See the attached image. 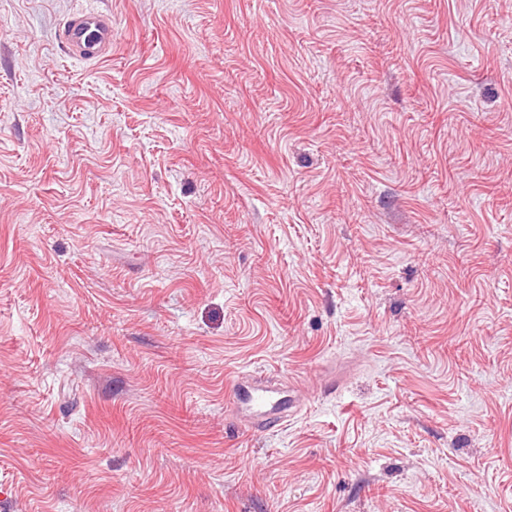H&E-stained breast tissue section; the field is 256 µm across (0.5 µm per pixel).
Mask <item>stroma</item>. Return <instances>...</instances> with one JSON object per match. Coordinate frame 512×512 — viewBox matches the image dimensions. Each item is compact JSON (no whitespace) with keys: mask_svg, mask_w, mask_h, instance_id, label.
<instances>
[{"mask_svg":"<svg viewBox=\"0 0 512 512\" xmlns=\"http://www.w3.org/2000/svg\"><path fill=\"white\" fill-rule=\"evenodd\" d=\"M0 486L512 512V0H0ZM60 42L72 58L98 62L112 52L116 34L112 18L95 8L74 13L59 33ZM228 402L239 420L251 429L288 420L296 407L295 397H282L260 379L238 375L228 391Z\"/></svg>","mask_w":512,"mask_h":512,"instance_id":"1","label":"stroma"}]
</instances>
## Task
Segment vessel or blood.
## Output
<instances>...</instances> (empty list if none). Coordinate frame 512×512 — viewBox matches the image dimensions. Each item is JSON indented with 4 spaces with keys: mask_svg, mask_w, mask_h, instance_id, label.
Returning <instances> with one entry per match:
<instances>
[{
    "mask_svg": "<svg viewBox=\"0 0 512 512\" xmlns=\"http://www.w3.org/2000/svg\"><path fill=\"white\" fill-rule=\"evenodd\" d=\"M60 42L72 58L93 63L105 58L116 41L109 15L95 8L74 13L59 33ZM228 402L239 420L249 428L287 421L296 398L280 396L260 379L238 375L228 391Z\"/></svg>",
    "mask_w": 512,
    "mask_h": 512,
    "instance_id": "obj_1",
    "label": "vessel or blood"
}]
</instances>
